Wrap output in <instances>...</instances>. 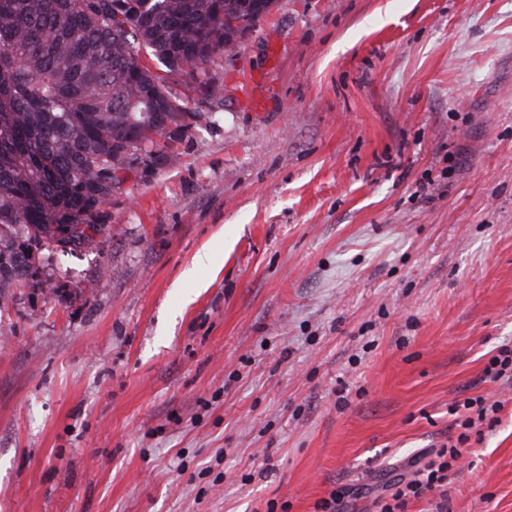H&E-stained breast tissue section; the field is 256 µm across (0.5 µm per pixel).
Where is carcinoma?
Masks as SVG:
<instances>
[{
    "label": "carcinoma",
    "instance_id": "1",
    "mask_svg": "<svg viewBox=\"0 0 512 512\" xmlns=\"http://www.w3.org/2000/svg\"><path fill=\"white\" fill-rule=\"evenodd\" d=\"M226 16L239 0H0V309L34 253L96 244L117 172L164 159L189 116L171 84L236 41Z\"/></svg>",
    "mask_w": 512,
    "mask_h": 512
}]
</instances>
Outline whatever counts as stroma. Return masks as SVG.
I'll use <instances>...</instances> for the list:
<instances>
[{
    "label": "stroma",
    "mask_w": 512,
    "mask_h": 512,
    "mask_svg": "<svg viewBox=\"0 0 512 512\" xmlns=\"http://www.w3.org/2000/svg\"><path fill=\"white\" fill-rule=\"evenodd\" d=\"M0 314V512H512V0H277ZM55 284L59 296L45 295ZM483 373L491 382L501 381L512 386V346H501L489 359ZM461 410V412H459ZM501 410L499 401L489 404L483 396L467 397L462 402L455 401L449 407V413L455 416L451 429L456 435H448V443L433 451V458L408 480L393 483L386 490L387 495L377 501L379 512H406L411 498L419 499L426 494L436 493L442 499L448 486L449 473L463 460L470 433L476 424L488 419L493 426ZM476 416V417H474ZM443 489V490H442Z\"/></svg>",
    "instance_id": "obj_1"
}]
</instances>
